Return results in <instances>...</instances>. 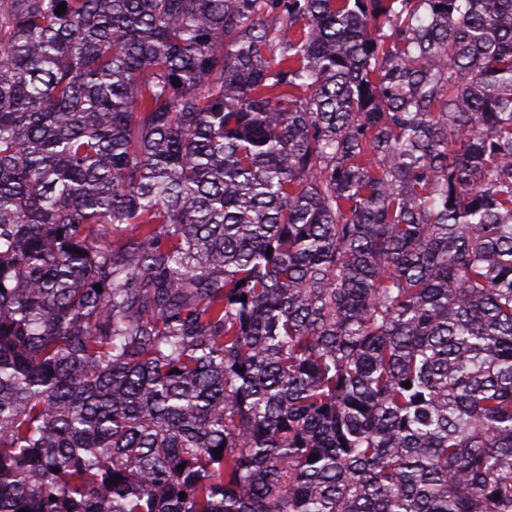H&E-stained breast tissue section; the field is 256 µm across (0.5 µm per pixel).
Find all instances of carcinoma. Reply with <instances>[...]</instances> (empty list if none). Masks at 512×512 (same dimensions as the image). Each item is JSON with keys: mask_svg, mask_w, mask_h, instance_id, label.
<instances>
[{"mask_svg": "<svg viewBox=\"0 0 512 512\" xmlns=\"http://www.w3.org/2000/svg\"><path fill=\"white\" fill-rule=\"evenodd\" d=\"M0 512H512V0H0Z\"/></svg>", "mask_w": 512, "mask_h": 512, "instance_id": "cac0c4a2", "label": "carcinoma"}]
</instances>
